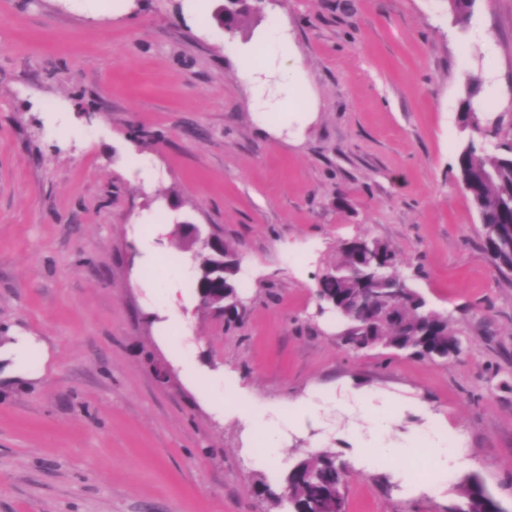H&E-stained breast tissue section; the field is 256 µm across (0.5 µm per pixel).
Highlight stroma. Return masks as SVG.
Masks as SVG:
<instances>
[{
    "mask_svg": "<svg viewBox=\"0 0 512 512\" xmlns=\"http://www.w3.org/2000/svg\"><path fill=\"white\" fill-rule=\"evenodd\" d=\"M223 2L200 26L195 0H0V339L38 344L34 378L0 379V512H288L254 480L320 451L345 512H447L472 476L512 512V276L456 167L512 129V0L463 25L448 0H254L230 36ZM279 13L312 91L294 112L224 53ZM185 222L239 262L235 325L197 294ZM356 237L398 253L457 356L341 346L318 278ZM160 265L187 271L185 326L149 293ZM302 398L318 419L259 466L240 407ZM440 418L470 467L365 462Z\"/></svg>",
    "mask_w": 512,
    "mask_h": 512,
    "instance_id": "stroma-1",
    "label": "stroma"
}]
</instances>
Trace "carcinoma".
Returning <instances> with one entry per match:
<instances>
[{
  "mask_svg": "<svg viewBox=\"0 0 512 512\" xmlns=\"http://www.w3.org/2000/svg\"><path fill=\"white\" fill-rule=\"evenodd\" d=\"M457 22H465L474 0H448ZM243 11L222 8L215 15L217 23L235 31ZM456 166L461 184L476 206L483 228V249L496 270L512 274V139L504 141L501 153L491 156L475 142L463 145L457 153ZM385 265L379 270L367 269L365 274L377 277L376 287L385 291L401 276L397 253L386 243L377 242ZM214 255L202 259L196 285L216 289L232 286L238 268L224 269V281L214 283L210 267ZM358 252L345 243L336 263L319 279L320 294L351 299L360 287L361 278L352 274L360 267ZM346 331L341 343L350 351L382 346L404 351L412 356L442 359L458 352L459 341L448 328V317L427 307L425 299L411 287L391 298L386 311L373 324L361 325L360 312L352 308L343 317ZM347 476L346 467L328 451L301 459L288 475L281 492L274 491L264 477L253 484L254 494L275 503H288L289 512H343L339 489ZM464 502L448 507V512H500L497 503L485 492L475 476L463 486Z\"/></svg>",
  "mask_w": 512,
  "mask_h": 512,
  "instance_id": "obj_1",
  "label": "carcinoma"
}]
</instances>
